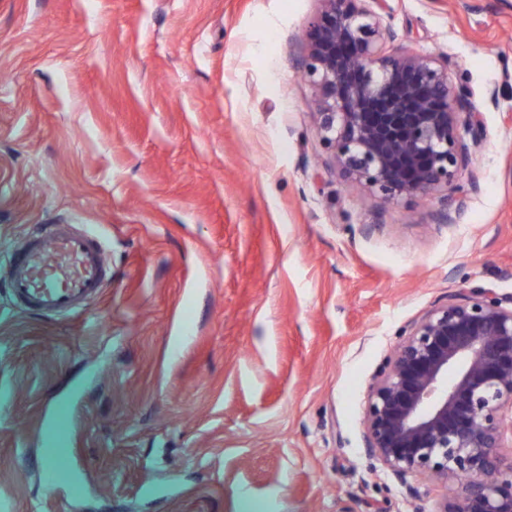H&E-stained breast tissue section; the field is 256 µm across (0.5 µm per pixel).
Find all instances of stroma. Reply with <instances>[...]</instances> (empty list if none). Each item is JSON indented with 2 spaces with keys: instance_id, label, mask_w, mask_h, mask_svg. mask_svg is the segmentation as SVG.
<instances>
[{
  "instance_id": "stroma-1",
  "label": "stroma",
  "mask_w": 512,
  "mask_h": 512,
  "mask_svg": "<svg viewBox=\"0 0 512 512\" xmlns=\"http://www.w3.org/2000/svg\"><path fill=\"white\" fill-rule=\"evenodd\" d=\"M388 4L500 89L449 226L320 165L319 0H0V250L78 224L109 274L54 319L0 264V512H436L365 455V399L448 291L512 293V0Z\"/></svg>"
}]
</instances>
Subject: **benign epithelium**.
<instances>
[{
  "label": "benign epithelium",
  "instance_id": "7a95c632",
  "mask_svg": "<svg viewBox=\"0 0 512 512\" xmlns=\"http://www.w3.org/2000/svg\"><path fill=\"white\" fill-rule=\"evenodd\" d=\"M301 56L326 163L385 204L429 196L452 224L480 189L478 105L448 57L404 45L387 0H320ZM467 176V185L460 184ZM457 194L448 209V191ZM363 449L393 476L457 481L437 512H512V295L455 291L404 331L368 386Z\"/></svg>",
  "mask_w": 512,
  "mask_h": 512
}]
</instances>
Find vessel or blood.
Here are the masks:
<instances>
[{"label": "vessel or blood", "instance_id": "1", "mask_svg": "<svg viewBox=\"0 0 512 512\" xmlns=\"http://www.w3.org/2000/svg\"><path fill=\"white\" fill-rule=\"evenodd\" d=\"M6 263L16 303L51 318L87 309L107 277L102 242L65 224L38 225Z\"/></svg>", "mask_w": 512, "mask_h": 512}]
</instances>
